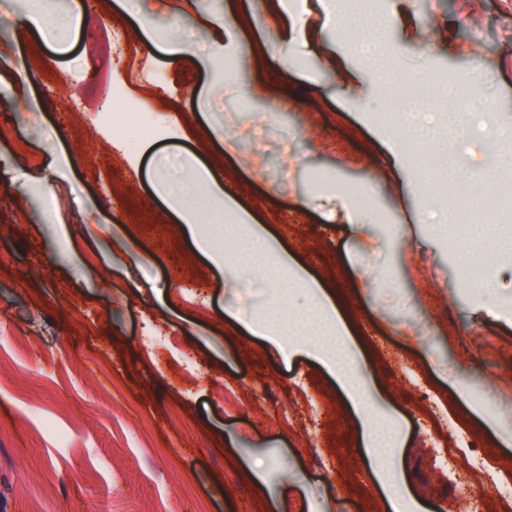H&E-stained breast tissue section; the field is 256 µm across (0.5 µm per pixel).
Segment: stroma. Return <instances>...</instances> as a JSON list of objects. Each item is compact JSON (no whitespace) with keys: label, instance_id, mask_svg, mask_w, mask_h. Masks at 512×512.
<instances>
[{"label":"stroma","instance_id":"1","mask_svg":"<svg viewBox=\"0 0 512 512\" xmlns=\"http://www.w3.org/2000/svg\"><path fill=\"white\" fill-rule=\"evenodd\" d=\"M81 2L77 28L0 26V512H387L345 388L288 349L315 335L312 297L283 279L249 287L242 259L227 277L211 259L223 237L180 224L156 193L158 169L187 156L334 299L379 413L399 422L387 460L405 495L422 512H485L468 462L512 457V208L441 228L415 217L447 211L431 185L448 175L481 196L512 183V142L459 127L442 89L481 93L485 125L512 124V0H365L369 28L324 25L317 55L288 65L271 0H141L149 38L110 0ZM238 10L224 61L256 89L233 95L165 41H208L211 14ZM331 53L362 86L321 62ZM390 75L418 82L407 108L433 120L396 172L408 126L380 118ZM120 90L155 128L136 171L108 119ZM350 186L368 199L358 236L308 203ZM475 234L492 262H463ZM127 250L140 261L113 263ZM256 324L288 333L273 342ZM461 382L491 421L455 402ZM442 418L473 448L448 458Z\"/></svg>","mask_w":512,"mask_h":512}]
</instances>
